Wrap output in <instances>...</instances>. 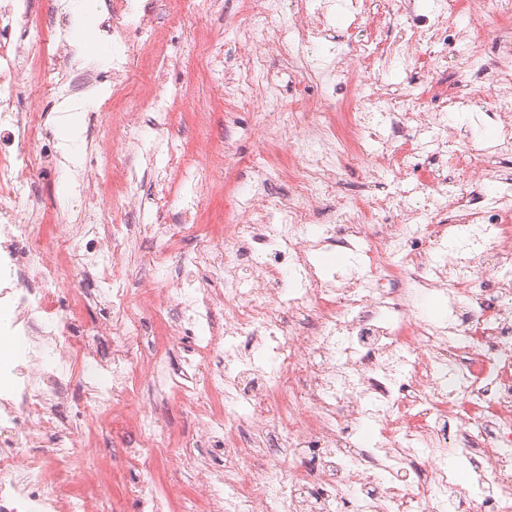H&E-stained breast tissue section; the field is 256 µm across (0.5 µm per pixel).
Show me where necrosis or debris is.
Listing matches in <instances>:
<instances>
[{
    "mask_svg": "<svg viewBox=\"0 0 512 512\" xmlns=\"http://www.w3.org/2000/svg\"><path fill=\"white\" fill-rule=\"evenodd\" d=\"M385 3L410 37L383 40L375 25L367 41L323 56L327 4L241 0L224 24L249 29L255 45L228 73L213 45L193 40L177 56L157 47L160 21L143 0H85L87 11L105 13L104 33L117 49L106 66L75 46L68 0H54V20L44 25L33 22L31 0H0V139L8 144L0 149V512H112L109 477L91 454V434L105 422L140 436L116 450L135 476L125 495L138 512H165L182 486L153 490L149 442L159 422L140 402L145 382L161 400L195 410V437L167 444L176 465L188 461L196 471L185 512H336L340 501L354 512H473L479 501L512 512V173L497 175L495 193L475 186L466 162L478 143L454 139L448 116L458 102L483 101L500 131L492 151L512 157V0L494 4L491 53L480 25L489 0H433L424 12L405 9L404 0ZM265 17L294 28L295 43L268 39L260 30ZM135 40L154 49L136 95ZM269 54L286 55L315 95L281 110L274 82L252 73ZM193 58L218 85L241 86V103L260 100L254 124L271 129L275 141L260 179L287 182L288 190L246 188L245 208L208 226L187 254L170 225L133 223L142 206L133 174L143 110L154 112L155 129L167 128L183 93L170 73ZM449 60L453 79L437 81ZM414 62L433 78L411 86L399 110L377 81L361 76L401 74ZM32 70L39 93L30 97L20 77ZM477 74L486 84L462 87ZM96 89L124 103L120 151L112 149L108 106L86 105ZM44 98L87 112L85 162L62 157ZM382 124L392 137L370 151ZM451 142L444 164L462 174L452 184L424 163ZM196 153L203 163L177 211L180 223L193 226L202 198L240 164L232 149L216 153L205 141ZM364 159L374 181L414 177V193L341 201L339 231L326 229L316 217L336 192L338 171ZM36 172L64 194V218L49 235L28 215L38 202ZM115 184L116 203L95 206L97 192ZM147 237L160 245L125 292ZM332 248L363 251L369 274H326L315 257ZM201 266L204 281L193 275ZM161 271L175 287L159 288ZM90 280L98 284L92 294ZM211 280L223 283L222 292L208 288ZM423 295L446 299L443 318L419 313ZM95 297L112 314L76 343L70 329ZM146 312L160 319L151 339L140 322ZM189 330L197 333L194 345L173 368L167 348ZM102 342L110 352L99 351ZM77 375L89 401L74 428L55 413L71 401ZM364 424L376 428V441L352 443ZM80 448L85 456H77ZM212 450L223 455V470L209 466Z\"/></svg>",
    "mask_w": 512,
    "mask_h": 512,
    "instance_id": "4bbe7bcc",
    "label": "necrosis or debris"
}]
</instances>
